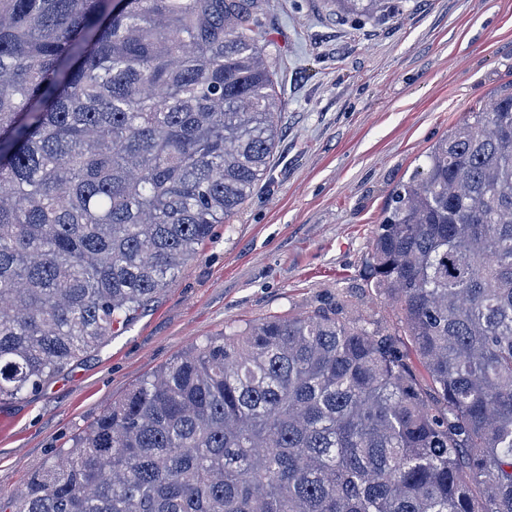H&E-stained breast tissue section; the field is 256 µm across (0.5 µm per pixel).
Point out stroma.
<instances>
[{
  "instance_id": "stroma-1",
  "label": "stroma",
  "mask_w": 512,
  "mask_h": 512,
  "mask_svg": "<svg viewBox=\"0 0 512 512\" xmlns=\"http://www.w3.org/2000/svg\"><path fill=\"white\" fill-rule=\"evenodd\" d=\"M269 0L283 78L270 172L126 328L37 391L0 402V498L20 493L132 385L228 326L344 304L421 366L373 288V232L397 185L468 112L512 90V0ZM334 2L339 14L377 15L386 12L389 8L384 0H335Z\"/></svg>"
}]
</instances>
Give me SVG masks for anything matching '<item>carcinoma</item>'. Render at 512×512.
Segmentation results:
<instances>
[{
	"label": "carcinoma",
	"instance_id": "1",
	"mask_svg": "<svg viewBox=\"0 0 512 512\" xmlns=\"http://www.w3.org/2000/svg\"><path fill=\"white\" fill-rule=\"evenodd\" d=\"M264 15L0 0V401L132 321L266 176L280 83ZM369 278L435 401L390 335L340 307L226 327L0 512H512V92L400 183Z\"/></svg>",
	"mask_w": 512,
	"mask_h": 512
}]
</instances>
